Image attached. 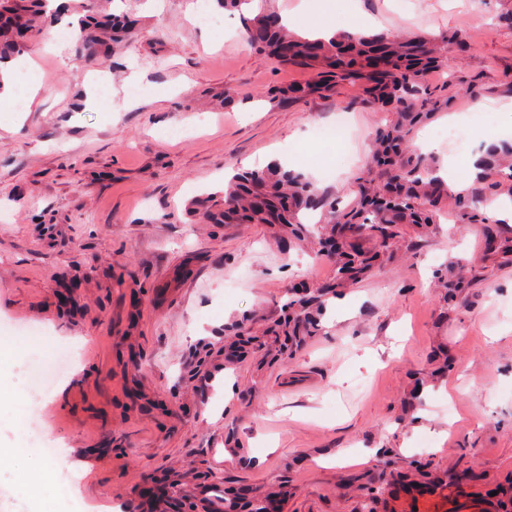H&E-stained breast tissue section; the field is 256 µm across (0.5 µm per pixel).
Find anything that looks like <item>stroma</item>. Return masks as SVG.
I'll use <instances>...</instances> for the list:
<instances>
[{
    "mask_svg": "<svg viewBox=\"0 0 512 512\" xmlns=\"http://www.w3.org/2000/svg\"><path fill=\"white\" fill-rule=\"evenodd\" d=\"M263 0L298 31L458 33L448 110L483 165L512 144L484 131L512 98V0ZM194 0H110L136 36L89 64L69 18L26 56L41 88L22 125L0 112V324L36 329L71 370L37 403L42 443L70 480L54 512H495L512 500V223L480 201L407 227L390 259L325 297L296 346L274 329L288 295L332 282L330 259L280 250L265 224H196L187 203L234 168L278 161L348 206L393 112L358 86L287 103L315 80L244 39L240 14ZM232 102L220 106L224 93ZM343 120L335 141L311 128ZM473 267L448 300L440 274Z\"/></svg>",
    "mask_w": 512,
    "mask_h": 512,
    "instance_id": "1",
    "label": "stroma"
}]
</instances>
